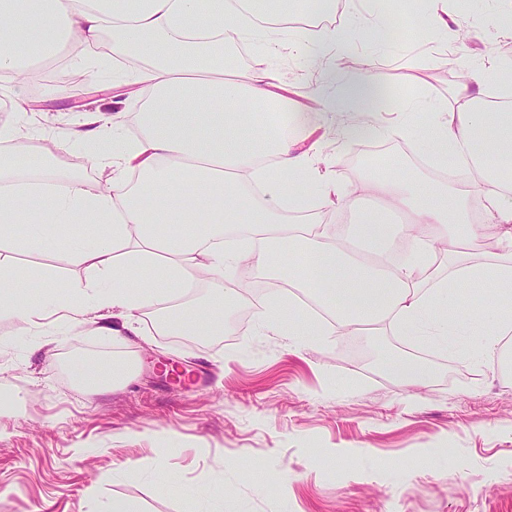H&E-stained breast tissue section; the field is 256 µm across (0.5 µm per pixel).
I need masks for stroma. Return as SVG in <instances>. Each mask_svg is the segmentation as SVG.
Masks as SVG:
<instances>
[{
	"mask_svg": "<svg viewBox=\"0 0 512 512\" xmlns=\"http://www.w3.org/2000/svg\"><path fill=\"white\" fill-rule=\"evenodd\" d=\"M305 0H288L277 53L233 44L240 71L276 69L280 95L308 117L310 140L333 138L336 125L309 97L326 59L294 57L289 45L319 25ZM468 40L444 47L429 26L413 23L399 42L375 46L351 35L336 60L346 73H370L389 92L373 107L369 145L403 158L426 178L440 169L413 136L389 131L396 100L413 94L448 99L460 69L504 61L512 36L495 0L457 12ZM75 60L85 80L69 97L46 77L36 94L42 113L29 122L33 142L58 152L64 169L100 179L86 153L67 138L83 112L125 113L135 126L146 97L113 78V59ZM360 144L338 141L323 162L354 189L363 172ZM229 334L166 336L155 314L139 313L142 335L125 343L87 324L54 336H22L0 315V512H106L113 499L137 500L143 512H512V379L494 356L462 355L415 343L374 325L358 332L301 336L267 331L252 309L226 307ZM381 344L384 359L408 356L436 369L422 390L363 359ZM133 364L121 387L93 393L82 364Z\"/></svg>",
	"mask_w": 512,
	"mask_h": 512,
	"instance_id": "35a3bbf8",
	"label": "stroma"
}]
</instances>
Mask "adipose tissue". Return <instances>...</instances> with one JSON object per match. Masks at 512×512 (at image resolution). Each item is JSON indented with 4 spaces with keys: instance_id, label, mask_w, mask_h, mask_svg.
<instances>
[{
    "instance_id": "obj_1",
    "label": "adipose tissue",
    "mask_w": 512,
    "mask_h": 512,
    "mask_svg": "<svg viewBox=\"0 0 512 512\" xmlns=\"http://www.w3.org/2000/svg\"><path fill=\"white\" fill-rule=\"evenodd\" d=\"M262 3L0 0V87L15 90L33 61L84 55L108 29L126 81L146 93L138 135H129L120 112L87 113L72 131V142L89 146L88 161L104 173L92 187L50 154L39 158V180H25L17 159L31 152L30 138L0 125V313L14 315L27 336L91 321L101 333L129 339L140 333L137 313L156 306L162 333L207 336L223 331L224 299L236 290L176 310L169 302L242 262L266 270L284 257L286 287L308 294L327 315L285 297L268 314L278 335L328 336L372 324L448 346L478 333L485 353L499 350L501 337L512 334V105L491 106L499 70L468 69L449 99L408 98L397 108L400 131L420 128L430 159L465 166L459 187L412 170L370 174L367 192L409 223L367 214L343 236L316 218L291 222L287 213L326 202L358 208L360 196L332 181L299 148L298 135L257 124V113L288 109L273 90L272 69L244 79L225 65V42L260 29ZM376 89L369 75L332 70L314 94L341 110ZM11 103L29 110L16 90ZM164 224L174 232L161 233ZM21 225L26 234L18 233ZM48 225L59 228L57 248L86 276L69 281L63 299L47 294L36 304L17 292V281L27 274L49 288L50 273L22 272L11 259L39 247L35 231ZM402 242L413 258L393 262ZM442 250L452 265L438 281ZM467 286L487 288L482 307H461Z\"/></svg>"
}]
</instances>
